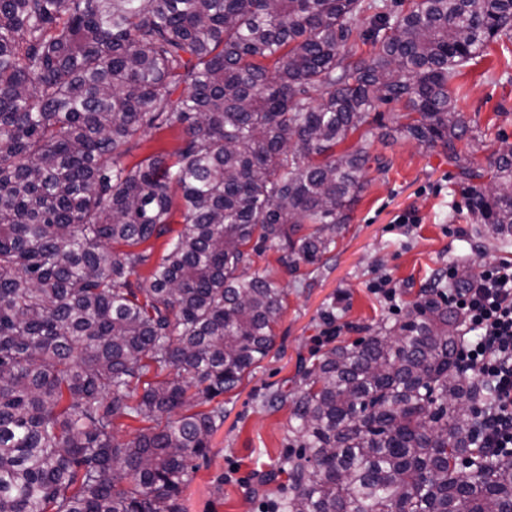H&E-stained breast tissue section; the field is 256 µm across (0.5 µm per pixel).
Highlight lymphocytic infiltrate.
<instances>
[{
	"label": "lymphocytic infiltrate",
	"instance_id": "lymphocytic-infiltrate-1",
	"mask_svg": "<svg viewBox=\"0 0 512 512\" xmlns=\"http://www.w3.org/2000/svg\"><path fill=\"white\" fill-rule=\"evenodd\" d=\"M461 319L458 368L465 379L495 389L480 410L482 446L512 456V262H480L468 284L448 291Z\"/></svg>",
	"mask_w": 512,
	"mask_h": 512
}]
</instances>
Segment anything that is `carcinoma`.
<instances>
[{
  "mask_svg": "<svg viewBox=\"0 0 512 512\" xmlns=\"http://www.w3.org/2000/svg\"><path fill=\"white\" fill-rule=\"evenodd\" d=\"M501 35L512 0H0V512H183L224 422L188 409L252 374L283 309L245 247L289 270L332 252L369 162L389 167L347 144L377 104L511 241L512 143L486 166L458 150L452 89ZM160 128L182 145L126 163ZM459 330L426 288L300 366L305 388L264 401L291 403L298 448L252 493L286 473L278 512H512V458L458 411L494 392L458 373ZM121 418L151 426L120 441Z\"/></svg>",
  "mask_w": 512,
  "mask_h": 512,
  "instance_id": "carcinoma-1",
  "label": "carcinoma"
}]
</instances>
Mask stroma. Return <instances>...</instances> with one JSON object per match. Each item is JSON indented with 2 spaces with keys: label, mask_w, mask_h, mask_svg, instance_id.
<instances>
[{
  "label": "stroma",
  "mask_w": 512,
  "mask_h": 512,
  "mask_svg": "<svg viewBox=\"0 0 512 512\" xmlns=\"http://www.w3.org/2000/svg\"><path fill=\"white\" fill-rule=\"evenodd\" d=\"M456 107L480 139L477 161L512 141V39H492L487 54L467 67ZM395 104H379L361 126L370 156L391 162L387 174L369 172L350 220L336 237L327 263L300 265L290 273L269 248L252 256L250 272L278 280L287 291L284 311L274 326L275 345L251 376L233 391L217 396L224 422L211 435L207 458L181 494L184 512H271L268 501L249 489L282 457L290 437L289 406L264 408L267 395L298 389L299 361H312L337 344H352L371 328L403 318L421 289L449 265L465 258L486 262L512 257V250L481 238L467 207L465 187L442 148L425 149L392 135ZM407 214L411 223L395 219ZM391 277L394 301L371 285Z\"/></svg>",
  "instance_id": "1"
}]
</instances>
